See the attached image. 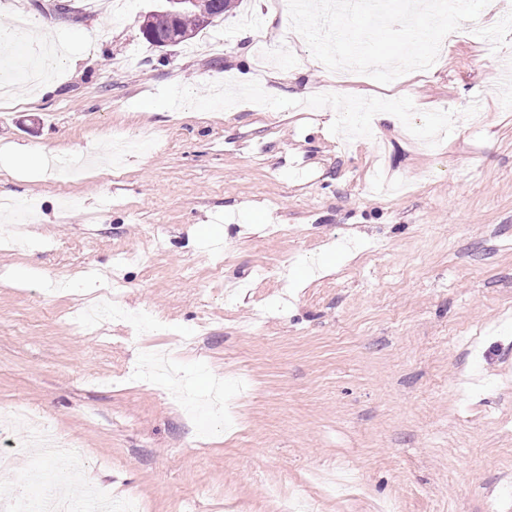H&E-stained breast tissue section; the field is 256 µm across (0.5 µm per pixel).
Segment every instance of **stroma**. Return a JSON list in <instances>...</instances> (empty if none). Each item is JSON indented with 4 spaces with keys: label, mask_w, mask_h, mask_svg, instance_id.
Masks as SVG:
<instances>
[{
    "label": "stroma",
    "mask_w": 512,
    "mask_h": 512,
    "mask_svg": "<svg viewBox=\"0 0 512 512\" xmlns=\"http://www.w3.org/2000/svg\"><path fill=\"white\" fill-rule=\"evenodd\" d=\"M161 2L0 0L66 47L0 104V197L36 204L0 227V414L83 458L70 479L13 422L0 492L39 467L140 512H278L268 486L310 512H512V27L489 11L430 75L340 83L282 0H236L209 50L147 43ZM244 73L278 95L212 106ZM109 275L123 317L78 328ZM15 447L21 448H42V452L46 456H55L72 451L79 453L80 448L70 441L60 437L53 430L41 424L37 427L27 441Z\"/></svg>",
    "instance_id": "1"
}]
</instances>
